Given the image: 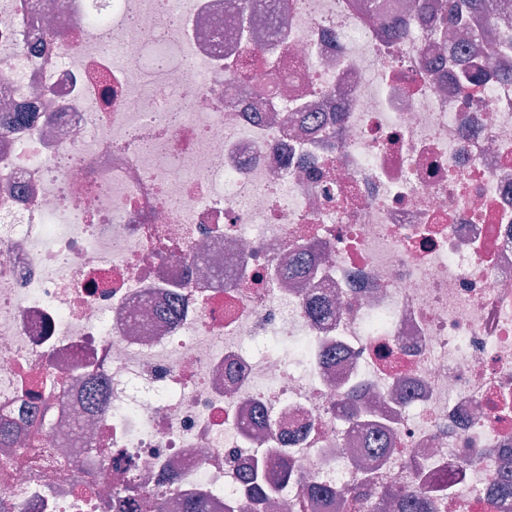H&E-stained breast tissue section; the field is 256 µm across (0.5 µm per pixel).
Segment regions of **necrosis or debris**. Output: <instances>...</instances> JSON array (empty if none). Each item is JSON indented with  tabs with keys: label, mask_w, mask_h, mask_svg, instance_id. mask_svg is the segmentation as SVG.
Masks as SVG:
<instances>
[{
	"label": "necrosis or debris",
	"mask_w": 512,
	"mask_h": 512,
	"mask_svg": "<svg viewBox=\"0 0 512 512\" xmlns=\"http://www.w3.org/2000/svg\"><path fill=\"white\" fill-rule=\"evenodd\" d=\"M365 2L0 0V512H512V51ZM264 465L242 471L241 480L253 500H269L278 493L277 487L270 483L264 473ZM383 494L398 502L400 512H431L430 495L426 491H410L404 488L386 486Z\"/></svg>",
	"instance_id": "necrosis-or-debris-1"
}]
</instances>
